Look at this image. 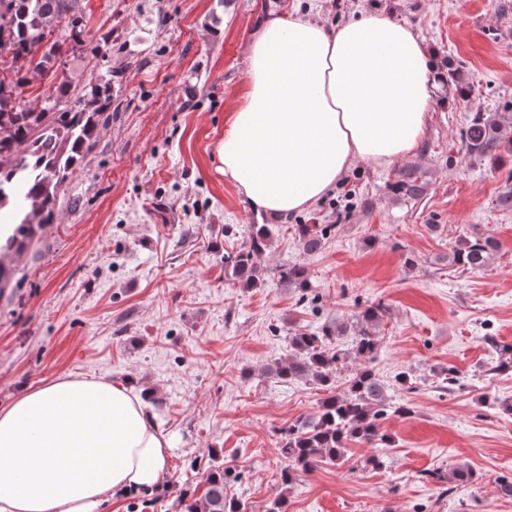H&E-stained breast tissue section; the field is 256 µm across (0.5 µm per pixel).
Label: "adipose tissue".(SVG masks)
<instances>
[{
	"mask_svg": "<svg viewBox=\"0 0 512 512\" xmlns=\"http://www.w3.org/2000/svg\"><path fill=\"white\" fill-rule=\"evenodd\" d=\"M217 170L260 213L306 210L355 161L415 152L432 104L431 55L404 24L338 27L292 13L258 26ZM172 446L133 388L59 377L0 407V512H101L168 479Z\"/></svg>",
	"mask_w": 512,
	"mask_h": 512,
	"instance_id": "1",
	"label": "adipose tissue"
}]
</instances>
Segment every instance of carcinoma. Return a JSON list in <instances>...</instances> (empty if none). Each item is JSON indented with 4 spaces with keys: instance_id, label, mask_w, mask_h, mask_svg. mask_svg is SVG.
Listing matches in <instances>:
<instances>
[{
    "instance_id": "1",
    "label": "carcinoma",
    "mask_w": 512,
    "mask_h": 512,
    "mask_svg": "<svg viewBox=\"0 0 512 512\" xmlns=\"http://www.w3.org/2000/svg\"><path fill=\"white\" fill-rule=\"evenodd\" d=\"M86 48L97 58L109 51V37L91 41L85 31L78 0H0V211L23 201V217L13 226L0 252H19L48 224L55 223L57 197L71 175L94 147L103 115L112 111V70L93 75L69 104L68 85L57 82L65 52ZM43 85L40 108L20 102L35 78ZM512 154V133L497 114L477 112L461 138V151L483 157L498 149ZM404 197L416 199L424 188L412 171L391 185ZM331 224L296 225L299 247L312 254L325 246ZM268 224H254L246 242L224 253V271L244 288L261 286L260 261L271 242ZM496 249L494 239L474 233L461 240L448 262L461 271L484 268ZM279 280L306 294L311 289L305 266L288 263L276 269ZM22 286L14 269L0 255V291ZM383 303L371 304L353 315L351 324L325 325L318 332H295L288 337L292 353L266 372L277 379H307L323 390L317 412L299 418L284 431L281 453L286 466L281 482L290 483L299 470L311 471L319 463L340 466L351 442L388 445L391 436L382 428L390 416L408 418L413 408L387 396L371 362L379 349L377 327L385 317ZM352 329L353 345L363 364L353 370L347 388L336 390L338 365L344 360L333 347L337 336ZM205 490L192 500L181 496L186 512H241L238 503L224 496L232 470L215 459L201 462Z\"/></svg>"
}]
</instances>
